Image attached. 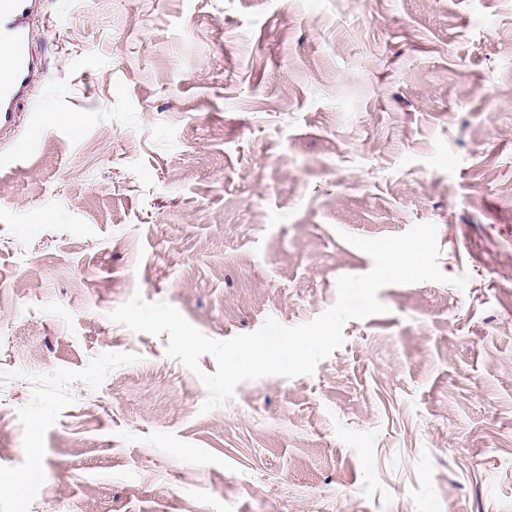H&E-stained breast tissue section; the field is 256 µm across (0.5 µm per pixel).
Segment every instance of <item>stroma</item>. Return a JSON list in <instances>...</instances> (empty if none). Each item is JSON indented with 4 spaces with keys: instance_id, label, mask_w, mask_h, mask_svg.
Returning a JSON list of instances; mask_svg holds the SVG:
<instances>
[{
    "instance_id": "35a3bbf8",
    "label": "stroma",
    "mask_w": 512,
    "mask_h": 512,
    "mask_svg": "<svg viewBox=\"0 0 512 512\" xmlns=\"http://www.w3.org/2000/svg\"><path fill=\"white\" fill-rule=\"evenodd\" d=\"M34 35L0 512H512V0H43ZM424 223L446 282L206 413L167 335L108 318L138 292L214 339L295 326L371 269L344 234Z\"/></svg>"
}]
</instances>
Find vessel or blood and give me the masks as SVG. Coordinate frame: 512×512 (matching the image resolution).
I'll return each mask as SVG.
<instances>
[{"instance_id":"b4317fda","label":"vessel or blood","mask_w":512,"mask_h":512,"mask_svg":"<svg viewBox=\"0 0 512 512\" xmlns=\"http://www.w3.org/2000/svg\"><path fill=\"white\" fill-rule=\"evenodd\" d=\"M40 9L41 0H0V42L10 46L9 54L0 57V131L14 124L20 104L43 72L31 37V22ZM35 148L33 137L16 140L9 152L0 155V167L14 164Z\"/></svg>"}]
</instances>
